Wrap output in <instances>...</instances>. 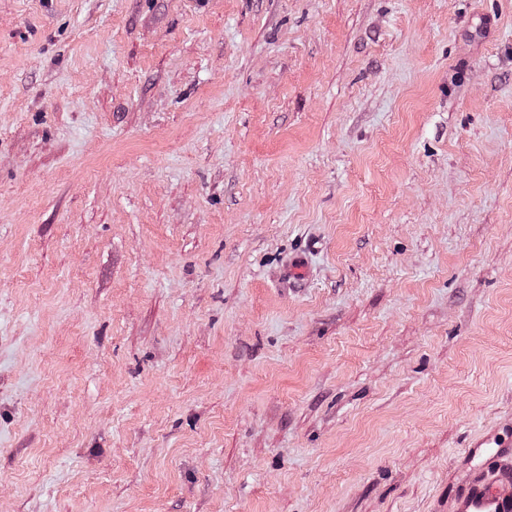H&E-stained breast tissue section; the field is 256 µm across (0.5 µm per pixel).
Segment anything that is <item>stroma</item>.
I'll return each mask as SVG.
<instances>
[{
    "label": "stroma",
    "mask_w": 512,
    "mask_h": 512,
    "mask_svg": "<svg viewBox=\"0 0 512 512\" xmlns=\"http://www.w3.org/2000/svg\"><path fill=\"white\" fill-rule=\"evenodd\" d=\"M510 439L512 0H0V512H456Z\"/></svg>",
    "instance_id": "obj_1"
}]
</instances>
